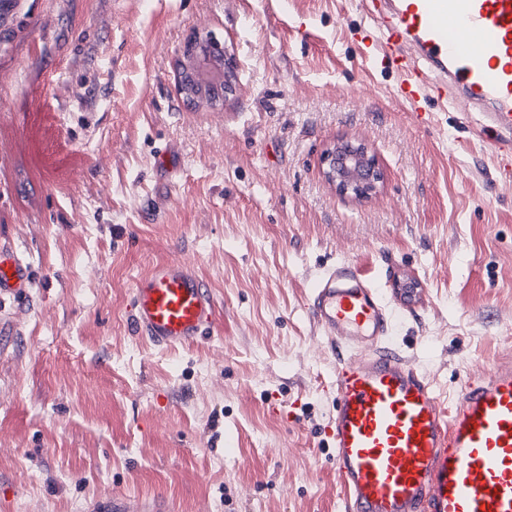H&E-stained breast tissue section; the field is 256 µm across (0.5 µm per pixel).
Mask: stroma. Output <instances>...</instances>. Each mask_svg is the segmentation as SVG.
Wrapping results in <instances>:
<instances>
[{
  "instance_id": "35a3bbf8",
  "label": "stroma",
  "mask_w": 512,
  "mask_h": 512,
  "mask_svg": "<svg viewBox=\"0 0 512 512\" xmlns=\"http://www.w3.org/2000/svg\"><path fill=\"white\" fill-rule=\"evenodd\" d=\"M0 27V250L31 270L0 299V512H339L326 435L337 352L306 298L354 264L415 282L390 342L445 403L512 351V180L481 107L395 101L352 0H22ZM233 55L223 106L189 107L191 33ZM375 152L372 198L323 155ZM193 265L217 306L199 342L134 331L136 279ZM324 164L325 180L341 197L367 200L384 182V172L377 158L360 142L336 140L326 152Z\"/></svg>"
}]
</instances>
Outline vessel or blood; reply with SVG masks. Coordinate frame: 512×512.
Instances as JSON below:
<instances>
[{
	"label": "vessel or blood",
	"mask_w": 512,
	"mask_h": 512,
	"mask_svg": "<svg viewBox=\"0 0 512 512\" xmlns=\"http://www.w3.org/2000/svg\"><path fill=\"white\" fill-rule=\"evenodd\" d=\"M370 23L361 57L395 71L394 99L419 122L455 99L458 112L493 106V157L512 159V0H359ZM27 264L0 252V298L26 287ZM134 327L174 349L215 323V302L194 266L153 264L133 290ZM307 307L337 348L328 437L341 512H512V356L465 377L444 406L427 377L388 343L394 310L355 265L327 268Z\"/></svg>",
	"instance_id": "obj_1"
}]
</instances>
